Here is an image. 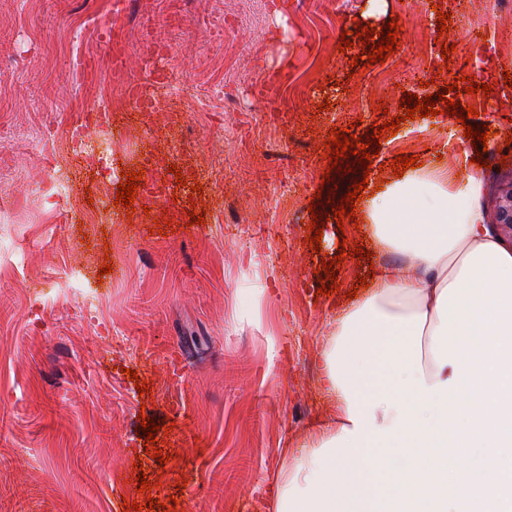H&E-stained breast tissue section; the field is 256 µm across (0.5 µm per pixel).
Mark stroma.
Here are the masks:
<instances>
[{
  "label": "stroma",
  "mask_w": 512,
  "mask_h": 512,
  "mask_svg": "<svg viewBox=\"0 0 512 512\" xmlns=\"http://www.w3.org/2000/svg\"><path fill=\"white\" fill-rule=\"evenodd\" d=\"M441 11L451 16L443 32ZM392 20L415 35L414 48L399 45L368 68L352 63L361 38L340 51L343 32L369 24L378 42ZM111 24L109 0H0V130L11 133L0 144V245L9 247L0 254V512H126L132 502L150 512V500L171 497V512H274L275 475L332 414L322 338L381 257H344L327 296L317 267L343 246L372 249L360 232L369 201L396 180L388 134L370 170L350 155V173L328 172L332 117L341 113L336 124L361 138L400 118L424 167L457 183L476 155L463 127L484 125L494 130L485 181L512 172V101L500 86L512 56L484 76L489 97L454 86L471 74L470 45L483 30L512 46V5L493 17L468 0H351L322 19L313 0L288 10L280 0H128L125 36L112 47ZM446 42L456 46L448 58ZM115 49L176 78L234 77L228 98L191 113L180 152L159 143L164 116L150 133L135 112L113 123V184L150 156L176 197V223L156 232L144 212L158 201L142 192L104 223L71 216L101 180L82 161L73 208L26 191L46 162L36 130L61 138L86 107L111 108ZM446 86L476 109L467 124L447 113L404 120V92ZM173 166L198 167L203 196L181 195ZM364 179L356 220L337 225L332 208ZM283 183L293 224L274 217ZM194 210L203 223H192ZM315 215L325 222L316 252L304 232ZM144 417L170 425L154 433L160 457L145 450ZM142 474L151 492L139 490Z\"/></svg>",
  "instance_id": "35a3bbf8"
}]
</instances>
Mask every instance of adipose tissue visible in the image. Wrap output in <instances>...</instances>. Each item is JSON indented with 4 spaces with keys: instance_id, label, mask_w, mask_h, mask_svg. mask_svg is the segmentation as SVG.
<instances>
[{
    "instance_id": "ef3b65f1",
    "label": "adipose tissue",
    "mask_w": 512,
    "mask_h": 512,
    "mask_svg": "<svg viewBox=\"0 0 512 512\" xmlns=\"http://www.w3.org/2000/svg\"><path fill=\"white\" fill-rule=\"evenodd\" d=\"M480 171L409 173L370 204L397 264L322 346L331 420L276 478L275 512H512V244Z\"/></svg>"
}]
</instances>
